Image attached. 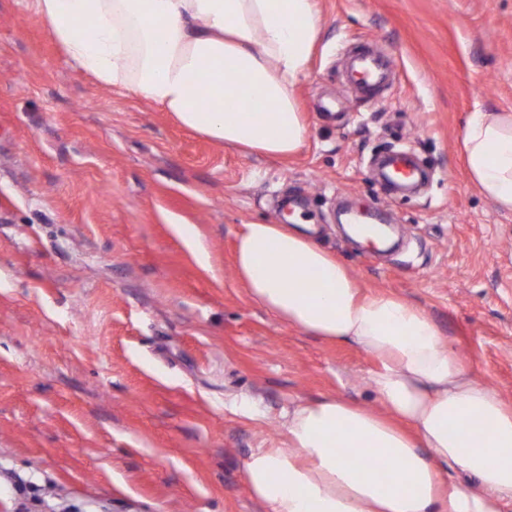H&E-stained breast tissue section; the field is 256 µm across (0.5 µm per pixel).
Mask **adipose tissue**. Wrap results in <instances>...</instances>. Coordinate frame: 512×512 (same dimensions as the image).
Listing matches in <instances>:
<instances>
[{
	"label": "adipose tissue",
	"mask_w": 512,
	"mask_h": 512,
	"mask_svg": "<svg viewBox=\"0 0 512 512\" xmlns=\"http://www.w3.org/2000/svg\"><path fill=\"white\" fill-rule=\"evenodd\" d=\"M24 2L102 85L245 152L285 158L304 146L295 88L322 36L317 0ZM463 150L472 183L512 211V113H471ZM234 269L278 321L378 363L369 384L379 409L295 399L284 445L250 454L246 482L267 512H501L512 502V404L473 378L424 309L366 293L294 225H245ZM451 468L475 484L446 482Z\"/></svg>",
	"instance_id": "ef3b65f1"
}]
</instances>
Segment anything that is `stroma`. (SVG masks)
I'll use <instances>...</instances> for the list:
<instances>
[{"mask_svg": "<svg viewBox=\"0 0 512 512\" xmlns=\"http://www.w3.org/2000/svg\"><path fill=\"white\" fill-rule=\"evenodd\" d=\"M318 6L296 90L309 135L280 159L100 85L0 0V512H266L244 465L281 447L295 398L377 407L371 356L281 323L234 275L237 234L285 223L286 198L364 290L425 309L512 401V212L461 159L470 112H512V0ZM368 45L395 72L373 100L345 89L347 52ZM387 147L428 183L389 193L371 168ZM344 201L396 225L400 249L347 238Z\"/></svg>", "mask_w": 512, "mask_h": 512, "instance_id": "1", "label": "stroma"}]
</instances>
